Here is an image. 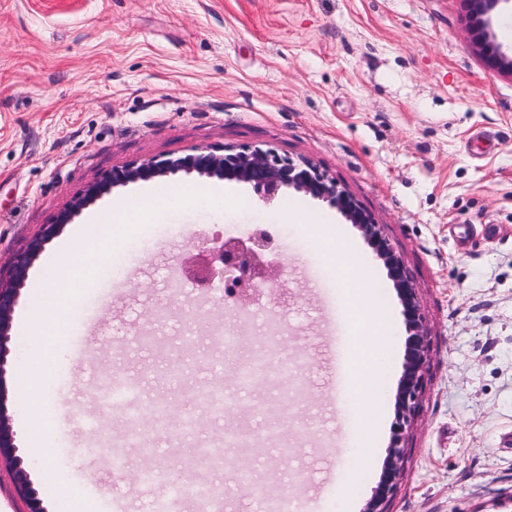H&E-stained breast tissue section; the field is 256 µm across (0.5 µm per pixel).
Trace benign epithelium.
Segmentation results:
<instances>
[{
    "label": "benign epithelium",
    "mask_w": 512,
    "mask_h": 512,
    "mask_svg": "<svg viewBox=\"0 0 512 512\" xmlns=\"http://www.w3.org/2000/svg\"><path fill=\"white\" fill-rule=\"evenodd\" d=\"M470 19L468 39L487 67L512 76V52L503 51L490 32V14L504 0H464ZM179 172L197 173L220 180L238 181L252 185L262 197L271 202L284 189L292 188L337 208L362 232L368 244L383 261L389 278L397 290L403 306L408 338L403 374L397 393V419L393 427L388 456L380 481L364 512H388L390 494L402 473L407 428L414 417L425 371L428 343L414 288L398 256L360 205L335 181L326 178L311 163L295 162L268 150L246 149L229 152L197 148L177 159L147 160L121 169H114L84 196L76 199L62 222L47 225L41 235L14 258V277L0 280V460L12 464L18 491L26 504V512H46L43 500L34 488L23 459L17 455L15 437L4 410L7 394L6 366L12 354L9 331L15 306L23 282L37 255L58 233L63 224L71 221L84 207L118 186L140 181H164ZM277 247L272 232L265 226H256L244 237H226L205 243L204 258L188 262L185 276L196 286L211 287L215 280L224 285V292L233 296L237 305L247 309L261 288H276L275 303L288 307L283 265L267 260Z\"/></svg>",
    "instance_id": "7a95c632"
}]
</instances>
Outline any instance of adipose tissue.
Here are the masks:
<instances>
[{"label": "adipose tissue", "instance_id": "1", "mask_svg": "<svg viewBox=\"0 0 512 512\" xmlns=\"http://www.w3.org/2000/svg\"><path fill=\"white\" fill-rule=\"evenodd\" d=\"M312 246L329 263L339 270L338 283L350 298L348 314L354 328L350 376L353 387L351 405L357 410L364 432L360 448L353 454L359 468H367L374 451L368 446V436L378 426L377 381L383 373L384 341L387 328L377 310L368 275L345 244L334 243L325 232L313 231Z\"/></svg>", "mask_w": 512, "mask_h": 512}]
</instances>
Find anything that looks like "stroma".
<instances>
[{
  "label": "stroma",
  "mask_w": 512,
  "mask_h": 512,
  "mask_svg": "<svg viewBox=\"0 0 512 512\" xmlns=\"http://www.w3.org/2000/svg\"><path fill=\"white\" fill-rule=\"evenodd\" d=\"M468 22L463 0H0V277L113 169L205 147L309 161L379 224L428 336L389 512H512V77L484 66ZM168 183L216 188L250 207L218 214L193 205L149 225L144 247L126 256L138 268L130 283L85 290L97 328L84 343L65 338L64 356L46 369L62 376L47 413L48 440L62 453L58 479L31 449L26 397L10 393V425L47 512H57L62 483L74 490L72 512H113L118 502L151 512L136 494L145 461L130 424L118 412L85 424L91 405L75 385L107 370L138 381L141 404L198 419L192 434L180 433L178 418L142 432L170 478L192 473L224 488L226 512H254L236 477L242 465L255 483L287 489L293 512H363L386 460L407 339L383 262L336 208L294 189L269 203L246 183L183 172ZM147 188L112 189L39 254L13 315L10 384L25 374V321L60 248L90 216ZM287 206L316 214L355 248L394 336L379 385L378 451L347 497L360 437L345 373L347 298L312 249L308 226L289 223ZM250 224L268 225L277 240L272 259L288 270L287 308L264 292L243 311L219 287L183 279L202 239L242 237ZM224 331L239 338L233 350L216 339ZM142 334L153 344L124 349L123 340ZM268 336L290 368L285 397L270 385L244 392L236 383ZM175 357L186 368L180 379L166 372ZM212 378L230 403L223 418L189 398ZM99 431L123 448L125 473L85 452ZM221 446L230 465L199 463L201 451Z\"/></svg>",
  "instance_id": "stroma-1"
}]
</instances>
